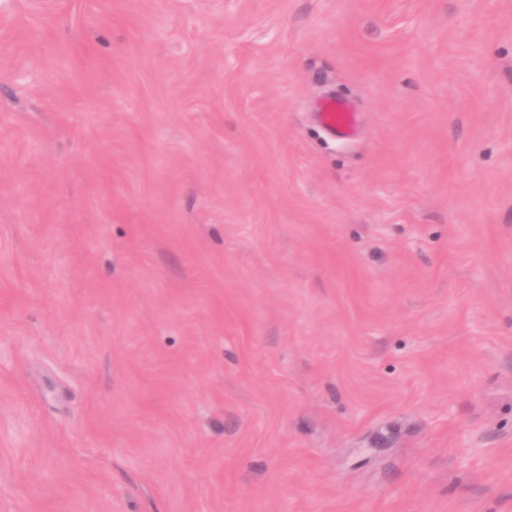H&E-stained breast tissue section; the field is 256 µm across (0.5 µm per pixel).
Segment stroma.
I'll return each mask as SVG.
<instances>
[{"label":"stroma","mask_w":512,"mask_h":512,"mask_svg":"<svg viewBox=\"0 0 512 512\" xmlns=\"http://www.w3.org/2000/svg\"><path fill=\"white\" fill-rule=\"evenodd\" d=\"M0 512H512V0H0ZM320 123L329 131L343 137L353 135L358 118L344 100L329 99L322 103L318 112Z\"/></svg>","instance_id":"35a3bbf8"}]
</instances>
